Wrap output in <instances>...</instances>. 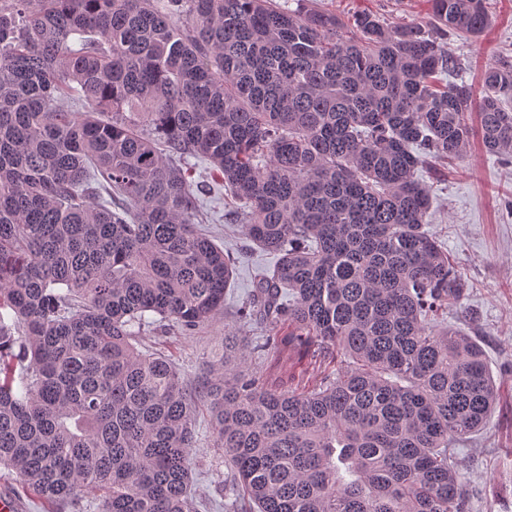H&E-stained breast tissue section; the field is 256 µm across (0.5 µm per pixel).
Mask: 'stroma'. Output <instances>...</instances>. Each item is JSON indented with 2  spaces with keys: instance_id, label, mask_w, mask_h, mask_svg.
I'll return each mask as SVG.
<instances>
[{
  "instance_id": "35a3bbf8",
  "label": "stroma",
  "mask_w": 512,
  "mask_h": 512,
  "mask_svg": "<svg viewBox=\"0 0 512 512\" xmlns=\"http://www.w3.org/2000/svg\"><path fill=\"white\" fill-rule=\"evenodd\" d=\"M310 5L335 13L342 21L372 12L388 23L403 26L428 20L427 0H309ZM490 27L478 37L456 35L452 53L460 70L449 74L452 84L479 87L491 67H512V0H487ZM202 185L206 227L215 243L231 252L235 274L227 291L224 313L195 335L165 338L153 329L143 331L140 348L164 352L188 379L201 377L205 357L225 327H237L236 310L252 291L255 275L272 267L277 257L251 247L240 225L231 223L236 204L225 195L208 161L189 157L184 162ZM432 199L429 231L455 260L467 288L446 318L483 347L489 370L502 397L484 427L458 446L459 468L472 512H512V162L485 150L472 137L463 158L437 161L420 170ZM196 448L191 468L195 489L213 499V512H224L227 468L215 446L206 410H199Z\"/></svg>"
}]
</instances>
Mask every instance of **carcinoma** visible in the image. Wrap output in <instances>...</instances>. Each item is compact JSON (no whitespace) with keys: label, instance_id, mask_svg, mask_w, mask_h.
I'll return each mask as SVG.
<instances>
[{"label":"carcinoma","instance_id":"carcinoma-1","mask_svg":"<svg viewBox=\"0 0 512 512\" xmlns=\"http://www.w3.org/2000/svg\"><path fill=\"white\" fill-rule=\"evenodd\" d=\"M428 2L424 25L362 12L347 35L276 0H0V467L46 512H205L201 403L224 512H466L455 444L499 385L440 320L466 285L417 172L465 154L475 99L512 157V68L448 86L447 36L491 18ZM189 156L278 255L240 309L253 350L224 331L195 384L136 346L224 311L234 261L198 229ZM333 352L336 377L293 386ZM196 435L191 462L193 487L215 501L211 512H224V476L226 478L228 470L224 457L215 446L208 413L202 407L197 414Z\"/></svg>","mask_w":512,"mask_h":512}]
</instances>
